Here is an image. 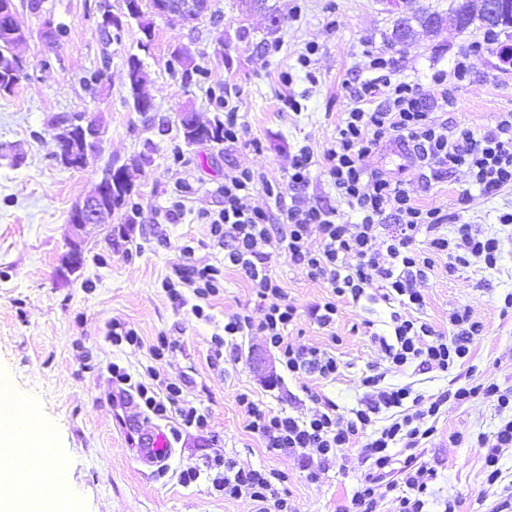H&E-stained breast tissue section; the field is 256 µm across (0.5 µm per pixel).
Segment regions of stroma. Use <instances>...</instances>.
Here are the masks:
<instances>
[{
    "label": "stroma",
    "mask_w": 512,
    "mask_h": 512,
    "mask_svg": "<svg viewBox=\"0 0 512 512\" xmlns=\"http://www.w3.org/2000/svg\"><path fill=\"white\" fill-rule=\"evenodd\" d=\"M120 0H14L19 22L29 31L16 52L25 72L14 92L0 97V381L14 396L38 411L53 430V446L65 467L66 512H254L245 498L224 497L213 489L207 467L221 458L241 469L283 475L280 490L292 512H340L369 472L359 445L341 449L326 465L306 463L300 454L271 452L248 428L238 394H250L267 412L307 417L317 403L335 406L341 421L366 404L363 376L385 373L386 385H408L423 400L479 382L496 383L512 397V227L499 223L512 210V189L488 196L468 186L465 173L438 179L404 161L393 145L365 161L401 179L418 203L441 210V230L453 233L466 223L501 240L497 265H463L447 256L435 259L418 288L424 304L419 321L453 342L451 313L468 308L484 330L474 337L470 354L448 370L411 364L392 373L375 335L390 336L393 318L405 308L386 301L380 286L359 300L339 305L334 330L322 329L310 316L312 305L331 294L329 284L311 279L287 253H273L272 270L298 309L288 340L297 347L331 351L342 368L336 379L317 380L300 373L284 376L274 389L268 381L280 366L260 336L238 341V350L216 347L224 321L243 310L259 311L255 288L241 274L225 269L224 288L212 297L206 318L192 310L195 298L183 289L174 303L162 288L177 279L186 264L182 247L194 241L199 260L223 266L224 250L198 223L202 211H216L222 199L215 189L229 166L253 170L259 182L254 206L276 211L274 190L286 187L291 158L303 146L314 154L330 147L336 127L349 107L348 86L364 78L371 54L390 60L397 78L422 85L438 70L451 71L455 60L470 54L472 74L448 84V100H435L438 119L466 122L486 130L501 112H512V63L500 49L512 38L499 35L483 45L482 31H460L447 19L439 33L417 30L406 43L393 40L401 18L416 5L445 14L450 0H212L215 17L191 24L154 17V38L143 54L149 81L144 91L153 103L148 113L128 103L126 58L143 37L136 22L123 24L118 38L99 33L104 4ZM64 24L66 35L52 46L40 39L44 18ZM316 45L308 80L296 63L306 45ZM188 52L200 72L185 80L174 59ZM106 69L103 85L90 88L87 77ZM290 73L282 84L281 73ZM227 95L238 108L246 133L243 145L227 149L204 141L185 145L176 129L185 112L203 125L220 112L214 95ZM95 114L104 129L101 153L79 170L60 166L52 157L51 138L63 118ZM260 148H253L252 140ZM149 156L133 182L135 209L114 210L103 224L75 228L68 222L73 206L100 182L106 166ZM192 185L181 223H168L165 210L177 186ZM469 198H462L463 189ZM301 197L305 204L334 209L338 221L356 224L360 215L337 194L328 174L315 168ZM134 329L141 341L113 345V325ZM170 346L161 362L169 377L182 380L186 405L204 412L207 430L185 428L163 467L141 463L134 455L138 432L148 426L170 429L176 416L145 411L139 397L119 392L109 367L117 363L134 380L147 382L154 362L150 348L158 337ZM512 410L476 397L448 403L434 421L431 439L414 449L418 463L434 477L425 499L426 512H500L512 502V447L499 466L502 478L486 482L478 440L492 437ZM396 463L409 453L393 449ZM196 471L187 484L184 473Z\"/></svg>",
    "instance_id": "obj_1"
}]
</instances>
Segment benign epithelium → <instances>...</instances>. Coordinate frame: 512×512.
Listing matches in <instances>:
<instances>
[{
	"label": "benign epithelium",
	"mask_w": 512,
	"mask_h": 512,
	"mask_svg": "<svg viewBox=\"0 0 512 512\" xmlns=\"http://www.w3.org/2000/svg\"><path fill=\"white\" fill-rule=\"evenodd\" d=\"M485 23L501 25L499 0H478ZM209 11V0H165L161 4V13L170 20L183 24L194 17ZM11 40L24 41L27 32L19 23L16 15L0 20V34ZM102 129L97 119L90 115H80L62 122L52 139V155L55 160L68 169H81L94 158L92 145L100 144ZM112 215V172L106 171L95 191L77 203L69 215V223L83 227L88 224H102Z\"/></svg>",
	"instance_id": "1"
}]
</instances>
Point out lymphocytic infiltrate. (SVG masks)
Here are the masks:
<instances>
[{
	"mask_svg": "<svg viewBox=\"0 0 512 512\" xmlns=\"http://www.w3.org/2000/svg\"><path fill=\"white\" fill-rule=\"evenodd\" d=\"M471 73V61L463 58L453 72L434 73L428 87L423 88L397 79L386 58L373 56L368 74L349 93L351 106L336 128L331 147L317 156L304 146L293 155L288 187L295 192L305 187L312 168L322 166L338 194L361 214L360 223L337 222L335 210L304 205L296 195L290 202L281 203L277 213H270L249 202L258 181L252 170L234 168L225 173L223 184L217 188L223 207L198 215L199 221L207 224L211 238L223 246L224 264L198 263L194 244H185L187 264L180 281L197 298L193 310L199 316L205 313L203 301L219 294L227 265L245 275L266 305L257 315L243 311L230 316L223 335L215 339L217 346H224L229 337L258 333L266 346L277 352L285 371L318 379L338 375L341 364L335 355L314 346L296 348L287 340L297 309L288 303L284 289L272 274L271 258L276 250L287 253L311 278L326 280L330 285L331 297L312 311L313 319L326 329L336 323L340 298L360 297L365 288L380 280L390 296L412 312L420 308L424 297L416 283L427 278L436 256L472 260L488 268L496 265L500 251L497 237L480 234L468 224L458 225L454 236L441 234L444 217L438 210L418 204L401 180L365 167L366 158L377 153L384 138L389 137L408 147L412 164L429 170L432 177L463 169L470 185L482 192L492 194L512 187L511 112L501 113L494 127L479 135L465 124L448 125L431 112V101L447 97L449 81H465ZM422 231L431 235L428 246L423 251L413 250L411 243ZM314 234L321 246L312 251L306 241ZM449 321L457 329L451 344L436 337L434 329L412 313L395 316L393 339L379 341L390 371H403L417 361L445 371L466 358L481 325L466 308L454 311ZM149 376L150 383L136 386L149 412L159 417L171 413L183 426L207 428L206 415L185 405L180 381L162 376L156 368L150 369ZM383 379L380 373L362 377L369 403L346 423L340 421L330 404L298 419L266 413L246 393L239 394L237 402L249 419L251 433L259 435L268 451L298 449L303 458L325 463L340 448L360 438L364 441V460L383 475L393 465L392 445L418 447L432 432L429 419L437 417L445 403L498 394L495 384H479L458 389L450 396L440 395L428 408L412 411L405 406L412 394L410 386L386 387ZM381 406L391 409L392 416L388 425L374 432L370 429L372 416ZM223 468L212 481L215 490L229 498H249L256 512H289L288 500L281 497L271 474L238 469L228 462ZM400 474V479L387 482V492L396 494L400 512H423L431 469L411 461Z\"/></svg>",
	"mask_w": 512,
	"mask_h": 512,
	"instance_id": "obj_1",
	"label": "lymphocytic infiltrate"
}]
</instances>
